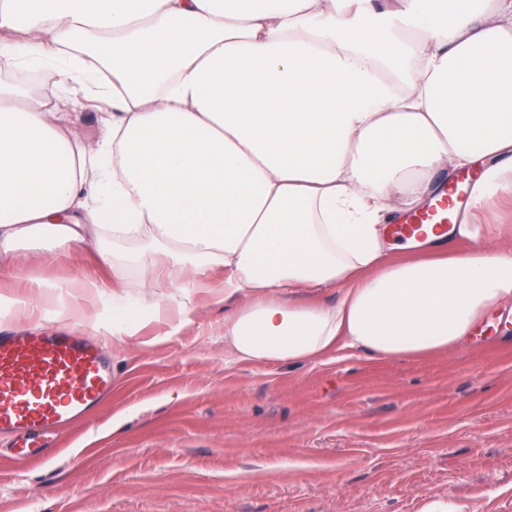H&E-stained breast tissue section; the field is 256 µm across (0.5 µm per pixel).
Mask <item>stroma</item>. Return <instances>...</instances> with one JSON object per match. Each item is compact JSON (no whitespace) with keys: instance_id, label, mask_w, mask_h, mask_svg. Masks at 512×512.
Segmentation results:
<instances>
[{"instance_id":"1","label":"stroma","mask_w":512,"mask_h":512,"mask_svg":"<svg viewBox=\"0 0 512 512\" xmlns=\"http://www.w3.org/2000/svg\"><path fill=\"white\" fill-rule=\"evenodd\" d=\"M99 252H28L54 302L36 321L2 308L0 329L51 335L70 307L111 327L129 298ZM178 299L195 309L178 335L171 310L110 337L112 396L53 461L0 443V512H512V328L421 357L232 366L223 307Z\"/></svg>"}]
</instances>
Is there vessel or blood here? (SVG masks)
<instances>
[{
	"label": "vessel or blood",
	"mask_w": 512,
	"mask_h": 512,
	"mask_svg": "<svg viewBox=\"0 0 512 512\" xmlns=\"http://www.w3.org/2000/svg\"><path fill=\"white\" fill-rule=\"evenodd\" d=\"M467 188L412 215L399 228L444 224L451 209L467 205ZM112 361L95 339L75 330L52 336L0 331V441H10L19 463H47L57 453L56 431L86 417L112 394Z\"/></svg>",
	"instance_id": "b4317fda"
}]
</instances>
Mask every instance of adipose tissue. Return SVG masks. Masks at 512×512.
<instances>
[{"instance_id": "obj_1", "label": "adipose tissue", "mask_w": 512, "mask_h": 512, "mask_svg": "<svg viewBox=\"0 0 512 512\" xmlns=\"http://www.w3.org/2000/svg\"><path fill=\"white\" fill-rule=\"evenodd\" d=\"M0 58L60 91L0 80L14 278L92 241L157 312L179 271L231 364L424 355L512 305V226L389 231L448 171L475 168L476 205L512 174V0H0Z\"/></svg>"}]
</instances>
